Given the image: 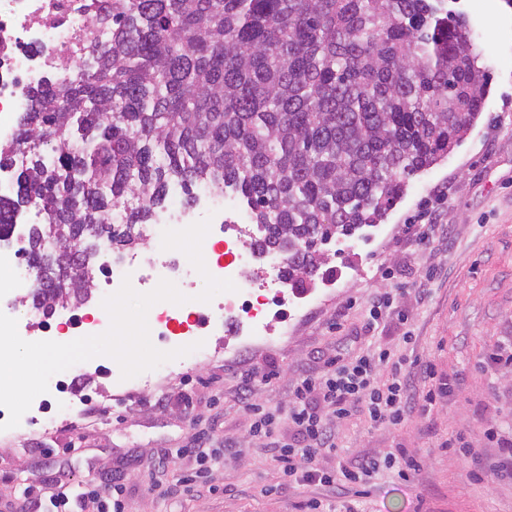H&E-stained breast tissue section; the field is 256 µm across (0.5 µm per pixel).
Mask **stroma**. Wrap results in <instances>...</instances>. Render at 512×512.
Instances as JSON below:
<instances>
[{
    "instance_id": "stroma-1",
    "label": "stroma",
    "mask_w": 512,
    "mask_h": 512,
    "mask_svg": "<svg viewBox=\"0 0 512 512\" xmlns=\"http://www.w3.org/2000/svg\"><path fill=\"white\" fill-rule=\"evenodd\" d=\"M473 47L491 77L480 118L446 160L410 180L369 240L345 239L340 255L280 305L269 341L248 343L212 324L204 346L224 350L223 358L202 364L186 355L179 382L131 396L124 405L113 398L119 374L110 357L79 363L66 392L43 394L41 427L21 439L0 435V512L11 495L44 487L47 475L74 486L117 467L128 487V512H305L312 499L323 512H512V478L474 481L468 464L439 446L442 437L461 436L491 468L505 451L488 444L485 429L512 438V364L490 358L498 349L512 352V8L504 0L484 17ZM443 183L448 209L433 243L404 242L405 219ZM396 281L408 290L402 305L407 324L392 316L364 331L363 306ZM421 288L426 297H418ZM28 290L25 283L10 286L0 295V311L17 319L19 334L37 341L40 319L21 303ZM345 307L350 315L339 332L336 313ZM406 331L412 342L403 341ZM375 343L432 363L452 384L426 419L394 429L355 415L336 427L341 454L402 450L415 458L420 469L413 484L382 471L368 495L340 497L313 484L280 483L269 452L247 433L242 372L276 371L271 384L257 383L253 398L282 409L295 378L317 370L315 354L353 356ZM74 391L93 401V419L55 427ZM186 394L192 406L184 405ZM199 428L213 430L216 445L231 438L237 447L216 460L206 486L184 492L180 481L190 475L191 460L179 451ZM162 456L169 459L162 483L147 488L142 472Z\"/></svg>"
}]
</instances>
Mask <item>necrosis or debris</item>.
Masks as SVG:
<instances>
[{
	"label": "necrosis or debris",
	"mask_w": 512,
	"mask_h": 512,
	"mask_svg": "<svg viewBox=\"0 0 512 512\" xmlns=\"http://www.w3.org/2000/svg\"><path fill=\"white\" fill-rule=\"evenodd\" d=\"M102 0H0V144L11 142L17 135V119L31 108L29 89L39 87L54 74L53 68L65 64L64 82L79 80L81 72L74 60L84 56L90 43H105L104 29L89 26ZM193 206L156 209L153 221L141 225L143 239H150L156 225H190L204 217L222 225V232L212 233V254L207 269L219 279L232 280L235 291L225 293L216 302L221 313L243 320L249 336L266 335L274 308L279 303L284 285L287 260L271 258L273 276L267 281V294H259L250 268L256 254L249 244V214L239 209L232 197L209 185L195 189ZM147 264L158 278L190 283L193 269L172 252L145 256L127 255L113 260L104 293L130 280L134 289H142L146 278L139 270ZM151 332L173 341L189 340L197 334L202 319L199 312L169 302L152 306Z\"/></svg>",
	"instance_id": "1"
}]
</instances>
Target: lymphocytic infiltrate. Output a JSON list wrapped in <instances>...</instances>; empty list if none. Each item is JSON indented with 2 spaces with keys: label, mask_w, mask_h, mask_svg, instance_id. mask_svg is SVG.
<instances>
[{
  "label": "lymphocytic infiltrate",
  "mask_w": 512,
  "mask_h": 512,
  "mask_svg": "<svg viewBox=\"0 0 512 512\" xmlns=\"http://www.w3.org/2000/svg\"><path fill=\"white\" fill-rule=\"evenodd\" d=\"M321 373L301 374L293 384L288 402L291 437L279 436L278 416L255 403L254 374H246L239 391L249 415L251 436L263 440L284 481L314 484L340 493L368 486L379 470L393 472L399 480L412 482L419 464L406 454L387 453L381 457L355 456L339 459L327 467L320 459L336 455L337 425L363 415L376 426L398 427L412 419L427 418L431 410L451 391L450 383L438 377L434 366L407 357H396L384 347L346 360L324 359ZM429 387L417 391L416 380ZM112 489L103 497L95 486L59 487L49 498L24 491L10 502L11 512H126V486L122 477L107 476Z\"/></svg>",
  "instance_id": "lymphocytic-infiltrate-1"
}]
</instances>
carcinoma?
<instances>
[{
	"label": "carcinoma",
	"instance_id": "obj_1",
	"mask_svg": "<svg viewBox=\"0 0 512 512\" xmlns=\"http://www.w3.org/2000/svg\"><path fill=\"white\" fill-rule=\"evenodd\" d=\"M93 25L111 40L79 62L82 79L29 91L0 146V169L26 149L0 240L20 211L47 216L24 254L48 312L95 289L67 240L142 243L136 225L174 183L188 205L201 183L243 197L255 250L284 254L294 288L325 245L381 223L447 158L489 93L446 0H112ZM120 208L124 223H108Z\"/></svg>",
	"mask_w": 512,
	"mask_h": 512
}]
</instances>
